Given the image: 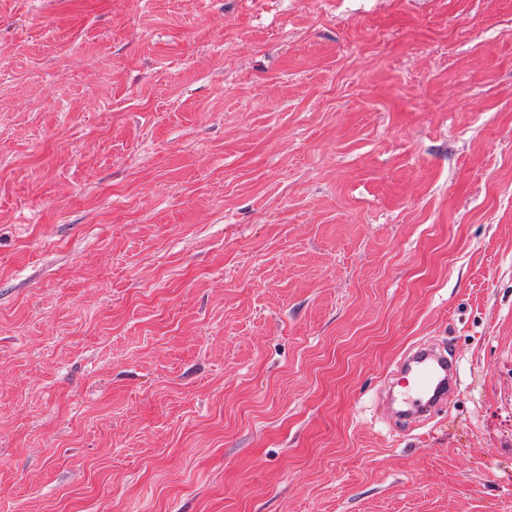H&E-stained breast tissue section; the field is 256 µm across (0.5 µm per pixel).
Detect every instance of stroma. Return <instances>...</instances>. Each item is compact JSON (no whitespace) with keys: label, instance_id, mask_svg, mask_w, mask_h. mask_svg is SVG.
<instances>
[{"label":"stroma","instance_id":"stroma-1","mask_svg":"<svg viewBox=\"0 0 512 512\" xmlns=\"http://www.w3.org/2000/svg\"><path fill=\"white\" fill-rule=\"evenodd\" d=\"M0 512H512V0H0ZM457 365L448 358L445 348H421L405 357L399 379L403 409L402 423L430 414L442 405L448 390L457 380Z\"/></svg>","mask_w":512,"mask_h":512}]
</instances>
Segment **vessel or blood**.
Returning <instances> with one entry per match:
<instances>
[{"mask_svg": "<svg viewBox=\"0 0 512 512\" xmlns=\"http://www.w3.org/2000/svg\"><path fill=\"white\" fill-rule=\"evenodd\" d=\"M457 380V365L444 350L420 348L405 357L399 379L403 407L401 422L427 416L442 405Z\"/></svg>", "mask_w": 512, "mask_h": 512, "instance_id": "b4317fda", "label": "vessel or blood"}]
</instances>
